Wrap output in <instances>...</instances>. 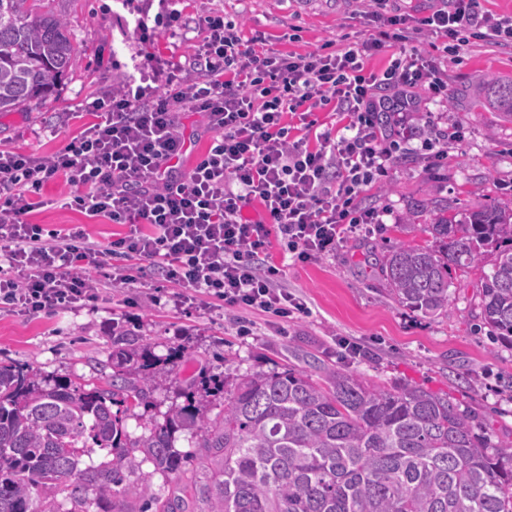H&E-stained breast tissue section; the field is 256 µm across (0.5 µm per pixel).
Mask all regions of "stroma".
I'll list each match as a JSON object with an SVG mask.
<instances>
[{
  "label": "stroma",
  "mask_w": 512,
  "mask_h": 512,
  "mask_svg": "<svg viewBox=\"0 0 512 512\" xmlns=\"http://www.w3.org/2000/svg\"><path fill=\"white\" fill-rule=\"evenodd\" d=\"M186 5L191 30H198L209 11L220 10L240 23L245 36L263 34L284 52L303 53L330 41L341 47L373 31L369 18L348 14L344 0H186ZM52 7L68 22L79 63L49 100L0 112V149L37 156L61 150L92 122L86 103L132 69L133 15L120 0H53ZM414 45L448 60L447 105L425 100L422 109L432 111L440 127L464 128L466 137L449 145L437 168L426 167L420 140L402 145L386 176L360 199L367 208H388L384 223L357 234L335 255L289 264L279 241H272L273 258L285 266V285L306 301L307 315L279 323L249 313L250 331L241 334L220 303L182 301L169 285L150 289L155 275L149 262L112 258L90 273L100 285L95 301L33 317L0 313V362L103 383L112 373L113 330L142 335L162 358L182 351L173 373L160 378L151 406L141 418L127 419L135 436L146 420H162L172 406L184 404L182 392L189 388L212 412L222 410L223 395L204 394L202 380L292 366L319 382L324 367L338 365L385 389L413 383L448 393L475 411L493 441H512V341L491 336L482 324L480 269L452 271L448 310L436 316L401 306L381 272V260L393 247L430 246L426 227L439 216L490 205L512 208V119L487 104L491 84L512 79V47L474 40L449 53L444 38L427 34ZM71 192L63 181L50 186L47 206L31 214V222L82 224L91 240L101 243L125 232V225L92 224L64 207ZM117 268L127 270L126 283H113ZM174 447L184 458L182 473L165 477L146 463L127 483H149L152 496L181 497L190 512H199L195 486L210 479L216 463L190 434H177Z\"/></svg>",
  "instance_id": "35a3bbf8"
}]
</instances>
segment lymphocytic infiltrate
I'll list each match as a JSON object with an SVG mask.
<instances>
[{"label": "lymphocytic infiltrate", "mask_w": 512, "mask_h": 512, "mask_svg": "<svg viewBox=\"0 0 512 512\" xmlns=\"http://www.w3.org/2000/svg\"><path fill=\"white\" fill-rule=\"evenodd\" d=\"M121 2L136 16L139 48L132 73L87 103L96 123L47 157L0 150L4 311L34 315L95 300L88 272L113 257L152 261L185 301L205 295L284 320L305 314L282 284L270 237L280 235L292 261L305 264L382 223L386 209L360 208L359 197L418 128L417 93L448 100L443 62L411 46L418 31L460 46L512 42V16L479 14L478 0H440L418 20L389 10L390 0H359L379 29L345 47L283 53L213 11L184 61L170 46L188 34L184 0ZM394 43L400 49L384 71L366 69L367 57ZM326 106L337 128L315 132L312 114ZM186 112L201 117L211 142L182 174L174 162ZM61 178L77 189L68 207L127 232L101 244L79 224L29 223L42 190Z\"/></svg>", "instance_id": "1"}]
</instances>
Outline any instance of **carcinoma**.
I'll return each mask as SVG.
<instances>
[{
  "mask_svg": "<svg viewBox=\"0 0 512 512\" xmlns=\"http://www.w3.org/2000/svg\"><path fill=\"white\" fill-rule=\"evenodd\" d=\"M64 19L29 0H0V112L48 97L76 64ZM490 103L512 118V80ZM434 248L400 245L382 272L393 297L425 315L448 309L451 267H488L482 323L512 338V209L443 217ZM166 368L137 334L112 333L105 385L0 363V512H129L116 487L148 462L182 469L178 433L219 458L198 489L208 512H512V441L492 443L476 415L444 392L384 389L341 370L323 383L296 368L224 382V411L170 409L132 437L128 413L151 404ZM108 461L79 468L84 451Z\"/></svg>",
  "mask_w": 512,
  "mask_h": 512,
  "instance_id": "obj_1",
  "label": "carcinoma"
}]
</instances>
